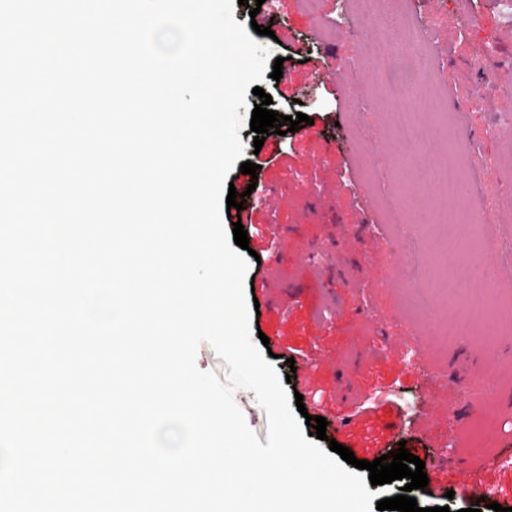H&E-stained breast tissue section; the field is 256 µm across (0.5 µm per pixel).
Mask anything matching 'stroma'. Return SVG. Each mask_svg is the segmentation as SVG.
<instances>
[{"label":"stroma","instance_id":"stroma-1","mask_svg":"<svg viewBox=\"0 0 512 512\" xmlns=\"http://www.w3.org/2000/svg\"><path fill=\"white\" fill-rule=\"evenodd\" d=\"M425 33L430 71L414 91L397 97L402 70L387 72L374 45L397 44L403 30H362L355 0H283L273 36H257L269 59L291 57L281 80L264 78L272 108L310 121L298 132L255 148L242 127L243 158L258 164L266 206L244 208L258 234L249 246L260 258L250 270H301L300 298L261 304L250 328L268 337L279 376H290L306 409L332 415L330 441L346 444L349 425L376 408L393 425L381 444L406 445L427 459L429 449L451 460L512 451V139L497 130L512 120V12L505 0H395ZM471 19V34L460 31ZM330 66L336 83L313 79ZM440 108L421 106L426 98ZM408 110L417 137L397 133ZM465 202L450 199L449 165ZM491 209L489 224H465L462 214ZM414 224V237L397 232ZM276 224H297L299 239L273 238ZM474 266L494 268L495 286L465 277ZM325 269L336 296L316 287ZM484 299L489 314L468 336L452 331L461 309ZM431 341L412 351L408 333ZM321 401H314V393Z\"/></svg>","mask_w":512,"mask_h":512}]
</instances>
